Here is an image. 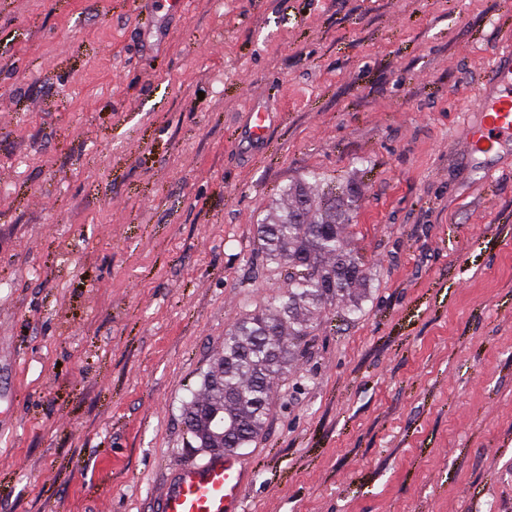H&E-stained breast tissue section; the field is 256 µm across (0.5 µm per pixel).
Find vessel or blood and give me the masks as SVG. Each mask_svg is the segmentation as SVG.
I'll return each instance as SVG.
<instances>
[{
    "label": "vessel or blood",
    "mask_w": 512,
    "mask_h": 512,
    "mask_svg": "<svg viewBox=\"0 0 512 512\" xmlns=\"http://www.w3.org/2000/svg\"><path fill=\"white\" fill-rule=\"evenodd\" d=\"M498 88L480 95V119L468 135L469 153H496L504 140L512 138V65L495 70ZM271 125L269 112L251 107L247 136L259 142L266 138ZM247 485L240 459L234 453L189 464L173 470L157 495L156 512H237Z\"/></svg>",
    "instance_id": "b4317fda"
}]
</instances>
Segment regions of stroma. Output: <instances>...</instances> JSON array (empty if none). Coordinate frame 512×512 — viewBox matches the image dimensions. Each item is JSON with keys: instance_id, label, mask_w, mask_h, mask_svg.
I'll return each mask as SVG.
<instances>
[{"instance_id": "35a3bbf8", "label": "stroma", "mask_w": 512, "mask_h": 512, "mask_svg": "<svg viewBox=\"0 0 512 512\" xmlns=\"http://www.w3.org/2000/svg\"><path fill=\"white\" fill-rule=\"evenodd\" d=\"M508 47L512 0H0V512H154L205 460L184 410L310 171L363 311L273 379L240 512H512V143L466 148ZM265 108L253 105L248 112L247 136L252 141H263L271 125V116Z\"/></svg>"}]
</instances>
